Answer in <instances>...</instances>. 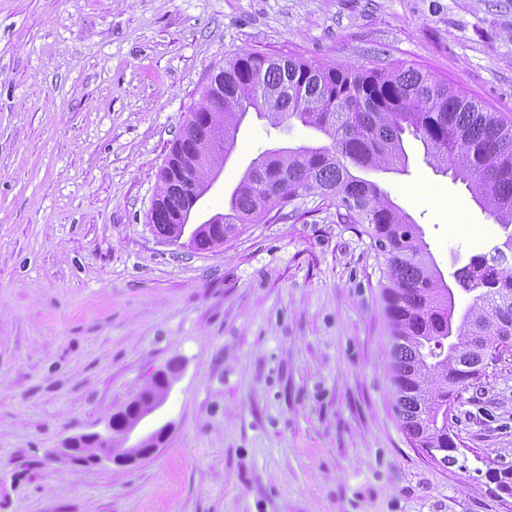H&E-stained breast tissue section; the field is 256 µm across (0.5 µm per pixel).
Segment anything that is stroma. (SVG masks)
Masks as SVG:
<instances>
[{"instance_id":"obj_1","label":"stroma","mask_w":512,"mask_h":512,"mask_svg":"<svg viewBox=\"0 0 512 512\" xmlns=\"http://www.w3.org/2000/svg\"><path fill=\"white\" fill-rule=\"evenodd\" d=\"M257 50L404 64L512 119V0H0V512H512V354L462 393L443 465L395 407L382 262L311 194L190 251L146 215L208 76ZM367 172L444 276L491 253L493 217L404 135ZM248 115L206 213L266 150L324 145ZM181 372L132 466L53 458L157 371Z\"/></svg>"}]
</instances>
